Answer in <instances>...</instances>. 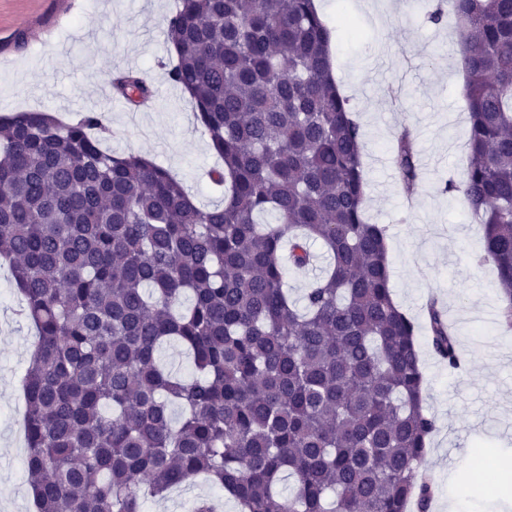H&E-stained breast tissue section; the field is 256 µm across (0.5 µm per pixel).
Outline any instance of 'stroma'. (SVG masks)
<instances>
[{"mask_svg":"<svg viewBox=\"0 0 512 512\" xmlns=\"http://www.w3.org/2000/svg\"><path fill=\"white\" fill-rule=\"evenodd\" d=\"M175 0H0V116L51 112L71 122L99 113L109 133L104 150L147 155L180 179L204 205L220 202L210 178L218 158L188 96L170 82L175 53L166 20ZM437 0H324V16H346L331 45L337 82L364 132L367 215L388 230L394 299L423 321L436 296L468 362L452 373L418 337L424 396L435 429L425 466L434 479L429 512H512V499L491 492L495 466L512 455V333L500 334L496 279L476 263L482 232L464 198L444 190L463 179L468 114L455 80L458 56L450 25L432 24ZM134 69L153 89L152 106L135 109L113 96V72ZM428 159L414 209H407L388 147L401 126ZM0 512H33L24 456L21 380L35 342L20 316V296L0 268ZM208 497L216 512L235 503L203 479L152 501L153 512H188Z\"/></svg>","mask_w":512,"mask_h":512,"instance_id":"35a3bbf8","label":"stroma"}]
</instances>
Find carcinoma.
Returning <instances> with one entry per match:
<instances>
[{"mask_svg": "<svg viewBox=\"0 0 512 512\" xmlns=\"http://www.w3.org/2000/svg\"><path fill=\"white\" fill-rule=\"evenodd\" d=\"M459 35L467 165L444 190L483 227L512 330V0H446ZM170 81L222 165L204 207L166 168L99 147L96 112L0 116V258L37 331L22 380L36 512H143L206 477L239 512H428L418 327L393 299L387 229L365 218L364 134L314 0H178ZM113 92L152 96L127 71ZM391 160L421 179L403 128ZM271 214L274 221L261 222ZM319 242L327 269L288 293ZM434 351L460 366L435 299ZM174 341L181 376L160 361ZM293 487L285 491V477Z\"/></svg>", "mask_w": 512, "mask_h": 512, "instance_id": "carcinoma-1", "label": "carcinoma"}]
</instances>
